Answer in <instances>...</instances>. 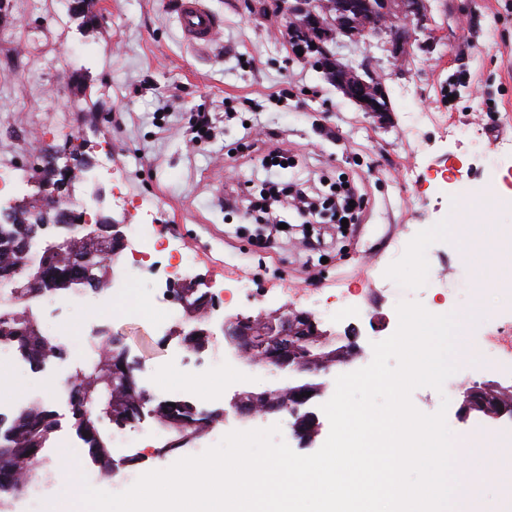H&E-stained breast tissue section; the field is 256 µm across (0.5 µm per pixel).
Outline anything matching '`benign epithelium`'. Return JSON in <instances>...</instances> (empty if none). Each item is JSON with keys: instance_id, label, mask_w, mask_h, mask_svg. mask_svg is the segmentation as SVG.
<instances>
[{"instance_id": "7a95c632", "label": "benign epithelium", "mask_w": 512, "mask_h": 512, "mask_svg": "<svg viewBox=\"0 0 512 512\" xmlns=\"http://www.w3.org/2000/svg\"><path fill=\"white\" fill-rule=\"evenodd\" d=\"M428 0H292L288 5V32L303 50V55L320 66L327 81L337 90L371 115L385 116L391 104L384 77L375 72L367 61L356 68L341 71L335 65V46L348 42L359 44L372 37L385 39L392 74L405 70L407 57L415 32L429 21ZM38 200L43 224L50 225L65 236L62 247L44 248L42 257L31 262L28 254L30 237L17 241L8 251L0 254L6 271L0 273L13 280L23 281L29 295L38 296L59 280L73 288H84L99 281L110 282L120 254L128 239L122 225L100 217L95 222L73 224L70 212L61 204L59 186L53 182L40 185ZM85 240L93 244L90 254L73 256L66 263L56 262L50 253L63 255V249H73L74 243ZM201 283L184 279L175 285L179 291L176 301L183 316L173 333L180 336H209L214 305L211 295L199 293ZM224 341L248 365L262 363L286 369L300 376L319 372L334 358L347 363L357 354L355 342H343V337L319 328L314 317L288 308L261 310L257 315L226 316L221 324ZM110 334H104L97 346L101 358L98 369L102 377L94 379L81 370L71 374L68 389L74 413L78 416L96 406L95 386L105 383L109 390L106 417H112V406L129 404V396L113 390L112 351L107 346ZM319 387L311 383L289 384L264 392H242L235 395L230 406L242 418L257 414L287 411L295 418L296 436L309 439L319 427L317 416L305 410ZM480 415L498 421H512V386L499 384L473 385L463 391L459 417L466 421L471 415ZM158 423L172 437L166 447L177 448L183 442L184 423L176 408L158 418Z\"/></svg>"}]
</instances>
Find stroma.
Instances as JSON below:
<instances>
[{"mask_svg":"<svg viewBox=\"0 0 512 512\" xmlns=\"http://www.w3.org/2000/svg\"><path fill=\"white\" fill-rule=\"evenodd\" d=\"M175 2L86 0L96 17L88 28L72 12V0H0V164L19 168L14 199H31L38 191L42 163L32 152L38 139L59 154L55 176L64 182L65 198L99 194L103 216L143 225L167 247L151 258L132 245L124 250L119 268L138 269L140 282L116 313L91 316L99 294L89 289L75 306L65 293L33 303L42 333L62 349L53 369L67 375L93 365L100 328L121 337L137 366L169 367L184 345L154 324L146 305L152 267L166 262L172 248L194 257L189 277L210 288L231 280L246 284L250 300L241 314L287 305L314 316L321 329L353 336L360 349L357 369L371 362L373 343L394 333L398 303L440 304L449 312L480 306L481 321L460 335L480 348L479 363L462 364L443 391L415 389L411 400L432 414L449 398L446 422L454 438L493 433L512 444V422H462L456 415L464 388L512 385V368H504L486 341L498 327L512 336V288L475 283L469 260L489 255L493 245L477 236L461 242L449 221L458 199L475 215L491 196H512V0H430L429 20L416 33L402 76L392 75L378 41L338 46L336 61L357 64L367 54L378 60L392 107L383 119L344 98L293 52L285 14L264 13L266 0H255L253 14L242 10V0H207L224 24L205 51L184 37ZM199 112L211 114L213 131L195 140L191 125ZM247 123L270 132L273 144L292 156L296 169L281 171V179L295 172L327 194L338 178L363 176L368 204L357 223L343 234L329 220L271 234L242 211L225 209L229 178L265 176L262 153L242 145ZM81 161L97 178L69 179ZM0 369L63 414L44 456L55 463L81 451L87 466L97 469L69 396L52 390L17 348L0 350ZM207 375L219 387V401L198 400L176 370L141 382L150 401L125 428L132 447L111 450L113 492L174 462L155 453L169 434L154 406L181 400L226 414L231 432L239 424L228 413L234 393L288 383L287 372L241 362L210 361ZM335 379L332 371L316 377L325 389L307 405L320 423L311 443L300 442L285 413L250 421V428L279 425L294 452H316L329 434L321 407ZM131 455L136 464H128Z\"/></svg>","mask_w":512,"mask_h":512,"instance_id":"35a3bbf8","label":"stroma"}]
</instances>
